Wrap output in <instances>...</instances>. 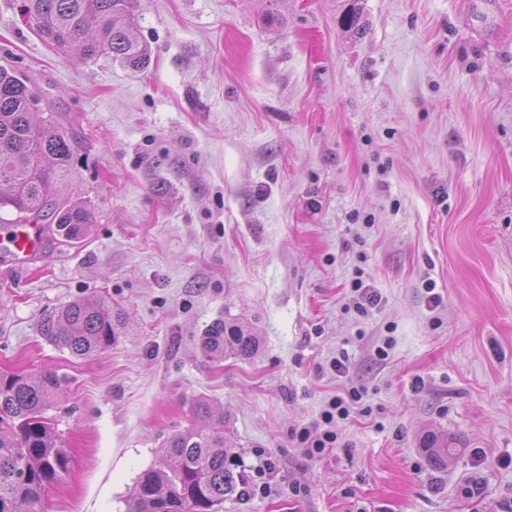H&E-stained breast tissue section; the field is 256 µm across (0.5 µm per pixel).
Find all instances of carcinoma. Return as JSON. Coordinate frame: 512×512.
<instances>
[{
	"label": "carcinoma",
	"instance_id": "obj_1",
	"mask_svg": "<svg viewBox=\"0 0 512 512\" xmlns=\"http://www.w3.org/2000/svg\"><path fill=\"white\" fill-rule=\"evenodd\" d=\"M137 0H21L25 16L67 59H118L134 69L151 56L137 36ZM42 97L12 71L0 67L1 224L53 225L50 237L81 238L90 212L67 194L49 188L73 158L77 135L62 130L53 116L38 119ZM40 332L75 356L110 346L116 336L112 308L101 300L70 301L44 315ZM257 337L244 324L213 323L201 348L214 357L248 358ZM62 379L54 373L0 374V512H43L49 489L67 473L70 459L46 416ZM203 422L184 429L165 445L169 462L143 470L133 487V512H220L225 501L243 494L236 471L238 453L224 439V415L203 399L194 405ZM432 459L443 463L448 442L426 440Z\"/></svg>",
	"mask_w": 512,
	"mask_h": 512
}]
</instances>
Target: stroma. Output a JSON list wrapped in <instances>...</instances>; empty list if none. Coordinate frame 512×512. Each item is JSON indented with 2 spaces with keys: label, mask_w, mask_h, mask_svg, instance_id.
I'll return each instance as SVG.
<instances>
[{
  "label": "stroma",
  "mask_w": 512,
  "mask_h": 512,
  "mask_svg": "<svg viewBox=\"0 0 512 512\" xmlns=\"http://www.w3.org/2000/svg\"><path fill=\"white\" fill-rule=\"evenodd\" d=\"M19 4L0 0V65L79 133L56 189L93 216L33 270L0 254V372L64 381L48 415L71 465L45 512H127L201 397L245 475L275 464L221 512L512 498V0H285L271 27L266 0H139L140 70L63 58ZM357 277L380 297L364 316ZM86 297L122 328L76 357L38 325ZM218 319L251 327L250 358L202 352ZM354 387L334 447L309 454L299 432ZM475 448L479 501L461 493Z\"/></svg>",
  "instance_id": "35a3bbf8"
}]
</instances>
